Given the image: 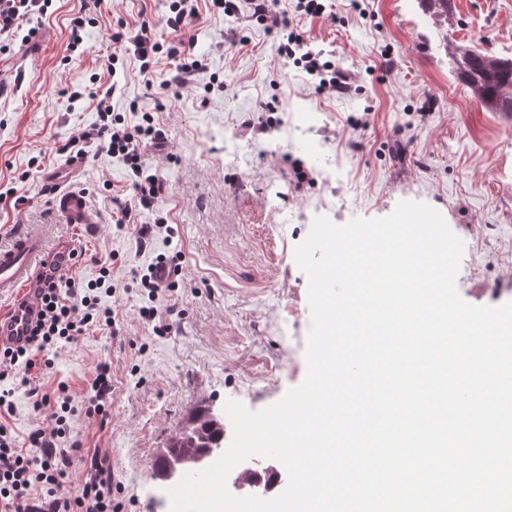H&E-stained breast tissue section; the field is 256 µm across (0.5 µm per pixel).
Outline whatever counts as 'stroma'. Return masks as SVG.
<instances>
[{
    "label": "stroma",
    "mask_w": 512,
    "mask_h": 512,
    "mask_svg": "<svg viewBox=\"0 0 512 512\" xmlns=\"http://www.w3.org/2000/svg\"><path fill=\"white\" fill-rule=\"evenodd\" d=\"M326 6L300 26L351 76L354 88L340 98L318 93L278 55V32L245 13L225 17L207 0L179 34L165 25L166 0H52L38 36L11 40L0 54V242L25 225L79 245L85 254L70 275L84 283L98 277L101 259L113 261L114 292L102 303L116 309L118 334L96 331L59 349L39 384L66 383L77 397L97 362H111L107 422L79 410L72 431L106 456L121 512H163L155 455L197 405L234 399L258 411L304 381L311 315L295 248L316 216L342 225L388 216L403 200L426 203L464 244L463 299L512 301L501 290L512 283V117L486 110L454 78L445 50L450 41L512 57V0H453L444 29L418 0ZM143 18L161 42L189 44L205 66L197 84L166 85L174 63L163 58L145 85L132 49L112 39ZM105 95L126 123L150 112L166 134L165 150L141 157L164 183L156 212L139 207L121 160L74 141L98 123ZM78 157L85 165L62 186L83 193L99 218L92 237L50 208L47 174ZM124 207L135 221L121 226ZM159 215L171 234L141 239L139 225ZM177 254L178 305L158 335L139 316L150 304L140 278L158 257ZM0 389L12 392L10 423L26 439L45 414L15 378Z\"/></svg>",
    "instance_id": "35a3bbf8"
}]
</instances>
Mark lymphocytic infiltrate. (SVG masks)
<instances>
[{
	"label": "lymphocytic infiltrate",
	"mask_w": 512,
	"mask_h": 512,
	"mask_svg": "<svg viewBox=\"0 0 512 512\" xmlns=\"http://www.w3.org/2000/svg\"><path fill=\"white\" fill-rule=\"evenodd\" d=\"M281 0H212L225 16H238L248 11L256 21L278 31L281 42L278 54L292 61L306 75L317 77V90L329 97L349 94V77L335 62L324 59L308 45ZM48 0H0V33L25 32L34 38L35 29H24V21L46 14ZM117 41L133 46L140 61V72L149 77L160 58L174 61L169 83L185 87L195 84L204 67L181 46L161 43L153 37L149 21H141L132 29L116 33ZM99 122L81 132L80 140L96 143L109 156L121 159L136 176L134 189L145 210L154 209L164 188L155 175H144L143 151L164 143L153 113H142L137 125H127L114 114L107 100L98 103ZM41 300L38 318L30 330L26 345L0 351V376H15L28 386L34 398V410H49L52 424L36 426L26 442H18L8 418L13 411L8 394L0 393V512H119L112 502L114 478L105 459L90 453L82 440L70 434L68 419L74 412L73 398L66 384H58L53 393L39 392L32 382L48 361L47 353L57 352L65 344L94 330L114 327L118 314L102 307L101 298L111 295L112 262L101 263L99 277L91 282L47 277L37 283ZM112 367L101 361L88 381L84 407L87 415L107 418L112 397ZM90 465L84 482L72 483L69 472L77 462Z\"/></svg>",
	"instance_id": "lymphocytic-infiltrate-1"
}]
</instances>
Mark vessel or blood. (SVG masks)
<instances>
[{"label": "vessel or blood", "mask_w": 512, "mask_h": 512, "mask_svg": "<svg viewBox=\"0 0 512 512\" xmlns=\"http://www.w3.org/2000/svg\"><path fill=\"white\" fill-rule=\"evenodd\" d=\"M51 204L65 223L81 225L90 235L97 233L99 220L83 194L57 190ZM73 261L71 250L53 249L46 236L33 227L18 230L11 240L0 244V294L12 298L9 305L0 307V349L25 342L37 313L38 279L66 273Z\"/></svg>", "instance_id": "b4317fda"}]
</instances>
